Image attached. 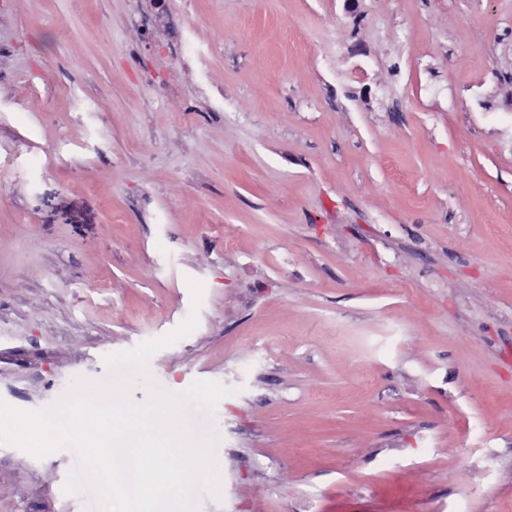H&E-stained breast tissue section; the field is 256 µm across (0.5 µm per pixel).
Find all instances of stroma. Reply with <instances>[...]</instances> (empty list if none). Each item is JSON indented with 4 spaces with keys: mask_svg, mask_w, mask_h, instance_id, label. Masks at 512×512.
<instances>
[{
    "mask_svg": "<svg viewBox=\"0 0 512 512\" xmlns=\"http://www.w3.org/2000/svg\"><path fill=\"white\" fill-rule=\"evenodd\" d=\"M192 313L197 512H512V0H0V398ZM78 467L0 444V512Z\"/></svg>",
    "mask_w": 512,
    "mask_h": 512,
    "instance_id": "35a3bbf8",
    "label": "stroma"
}]
</instances>
